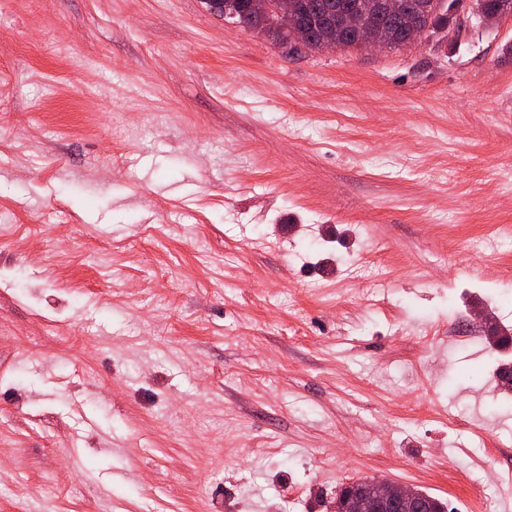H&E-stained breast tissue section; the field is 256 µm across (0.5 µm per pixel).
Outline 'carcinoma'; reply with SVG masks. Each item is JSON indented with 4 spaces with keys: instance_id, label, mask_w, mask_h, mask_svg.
<instances>
[{
    "instance_id": "cac0c4a2",
    "label": "carcinoma",
    "mask_w": 512,
    "mask_h": 512,
    "mask_svg": "<svg viewBox=\"0 0 512 512\" xmlns=\"http://www.w3.org/2000/svg\"><path fill=\"white\" fill-rule=\"evenodd\" d=\"M261 9L252 7L251 0H205L209 10L243 28L253 31L276 45L288 46L296 53L303 49L294 44L288 18L305 24L309 29L307 50H318L321 32L333 29L338 47L357 48L365 31L356 26L362 18L375 27L393 32L392 44L408 43L413 26L433 34L446 26L456 14L458 0H402L404 10L399 14H366V0H293L288 13L278 9L277 0H264ZM470 14L481 22L500 15H512V0H474Z\"/></svg>"
}]
</instances>
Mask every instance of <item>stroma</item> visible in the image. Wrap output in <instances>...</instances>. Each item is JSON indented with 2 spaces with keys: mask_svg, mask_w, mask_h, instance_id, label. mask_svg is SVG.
Returning a JSON list of instances; mask_svg holds the SVG:
<instances>
[{
  "mask_svg": "<svg viewBox=\"0 0 512 512\" xmlns=\"http://www.w3.org/2000/svg\"><path fill=\"white\" fill-rule=\"evenodd\" d=\"M512 16L289 56L203 0H0V512H512ZM368 483L367 496L372 502L382 501L391 493H396L404 501H410L416 492L412 487L382 479L370 480Z\"/></svg>",
  "mask_w": 512,
  "mask_h": 512,
  "instance_id": "stroma-1",
  "label": "stroma"
}]
</instances>
